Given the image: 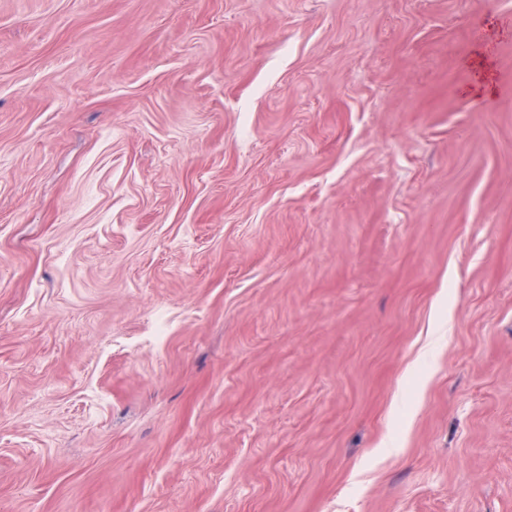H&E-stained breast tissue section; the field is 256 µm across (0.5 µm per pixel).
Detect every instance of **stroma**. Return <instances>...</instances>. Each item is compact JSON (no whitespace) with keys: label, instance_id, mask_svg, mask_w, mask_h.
Listing matches in <instances>:
<instances>
[{"label":"stroma","instance_id":"stroma-1","mask_svg":"<svg viewBox=\"0 0 512 512\" xmlns=\"http://www.w3.org/2000/svg\"><path fill=\"white\" fill-rule=\"evenodd\" d=\"M0 512H512V0H0Z\"/></svg>","mask_w":512,"mask_h":512}]
</instances>
